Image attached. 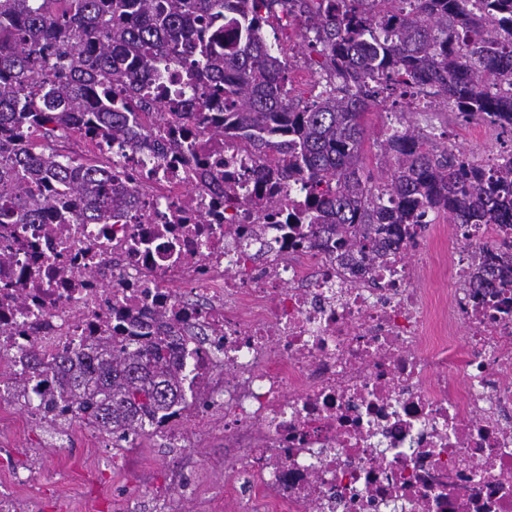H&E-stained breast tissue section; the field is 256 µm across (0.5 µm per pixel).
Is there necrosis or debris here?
<instances>
[{"mask_svg":"<svg viewBox=\"0 0 512 512\" xmlns=\"http://www.w3.org/2000/svg\"><path fill=\"white\" fill-rule=\"evenodd\" d=\"M197 124L155 113L113 143L129 203L111 223L0 225V360L25 386L24 411L0 403V429L39 422L60 355L160 341L184 398L152 429L189 454L221 410L238 512H512L505 228L452 248L438 322L407 251L339 261L308 236L307 195L275 157L232 136L189 152ZM483 256L506 278L491 296L468 286ZM55 479L1 473L0 512Z\"/></svg>","mask_w":512,"mask_h":512,"instance_id":"necrosis-or-debris-1","label":"necrosis or debris"}]
</instances>
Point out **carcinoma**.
<instances>
[{
  "label": "carcinoma",
  "mask_w": 512,
  "mask_h": 512,
  "mask_svg": "<svg viewBox=\"0 0 512 512\" xmlns=\"http://www.w3.org/2000/svg\"><path fill=\"white\" fill-rule=\"evenodd\" d=\"M301 14L298 47L317 75L308 98L288 87L281 43L264 34L288 33ZM161 61L189 79L171 120L196 112L211 137L275 156L308 192L317 242L329 230L374 259L415 245L410 228L431 214L467 239L483 224L512 226V151L478 162L400 111L377 139L380 180L362 158L367 110L394 96L512 131V0H0V225L48 223L59 190L87 205L72 223H112L126 197L107 159L59 140L129 137L158 109L162 94L140 74ZM501 285L487 270L470 287ZM60 372L62 405L45 424L76 414L114 448L182 399L159 343H102Z\"/></svg>",
  "instance_id": "obj_1"
}]
</instances>
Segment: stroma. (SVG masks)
<instances>
[{
    "mask_svg": "<svg viewBox=\"0 0 512 512\" xmlns=\"http://www.w3.org/2000/svg\"><path fill=\"white\" fill-rule=\"evenodd\" d=\"M410 119L419 127L434 124L445 132L449 146L469 157L486 160L500 152L512 149V139L500 137L492 142L486 137V126L477 121H458L450 112H421L412 108ZM456 236L455 227L447 215L435 217L431 229L426 230L418 252L434 264L427 270L430 288L447 295L452 287L448 263V242ZM95 450H86L80 439L70 440L68 446H56L45 426L38 425L9 435V455L0 457V467L9 469L22 465H60L70 471L85 473L87 481L81 497L75 498V512H150L149 506L159 492L169 490L168 473L184 470L193 484L191 496L176 501L179 512H208L210 502L223 497L224 512H235L236 501L224 498L226 485L234 476L224 466L223 416L213 412L206 437L195 449V461L184 466L181 455L168 448L162 437L145 432L136 438L138 454L135 466L117 456L110 440L96 435Z\"/></svg>",
    "mask_w": 512,
    "mask_h": 512,
    "instance_id": "obj_1",
    "label": "stroma"
}]
</instances>
